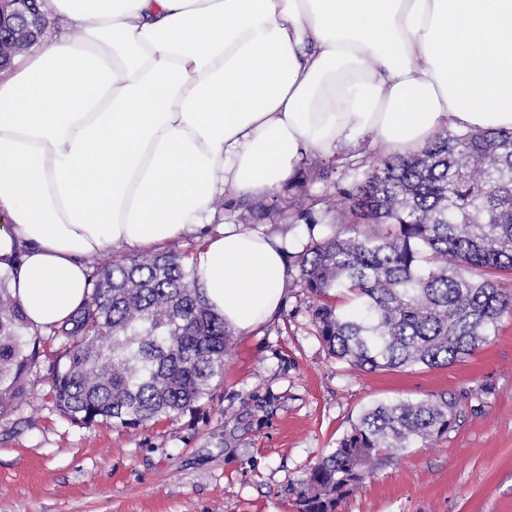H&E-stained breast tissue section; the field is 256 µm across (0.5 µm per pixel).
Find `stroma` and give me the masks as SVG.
<instances>
[{"instance_id":"35a3bbf8","label":"stroma","mask_w":512,"mask_h":512,"mask_svg":"<svg viewBox=\"0 0 512 512\" xmlns=\"http://www.w3.org/2000/svg\"><path fill=\"white\" fill-rule=\"evenodd\" d=\"M299 285L234 333L208 397L129 429L51 400L61 340L42 334L29 395L0 412V512H298L304 473L378 400L465 394L447 435L379 468L338 512H512V318L464 361L365 372L329 355Z\"/></svg>"}]
</instances>
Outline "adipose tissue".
Instances as JSON below:
<instances>
[{
  "mask_svg": "<svg viewBox=\"0 0 512 512\" xmlns=\"http://www.w3.org/2000/svg\"><path fill=\"white\" fill-rule=\"evenodd\" d=\"M0 71V269L28 324L69 318L107 249L196 234L361 135L414 151L512 131V0H44ZM288 241L233 223L190 264L240 332L285 299Z\"/></svg>",
  "mask_w": 512,
  "mask_h": 512,
  "instance_id": "adipose-tissue-1",
  "label": "adipose tissue"
}]
</instances>
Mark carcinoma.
I'll list each match as a JSON object with an SVG mask.
<instances>
[{"mask_svg": "<svg viewBox=\"0 0 512 512\" xmlns=\"http://www.w3.org/2000/svg\"><path fill=\"white\" fill-rule=\"evenodd\" d=\"M43 0H0V68L48 27ZM327 191L294 214L308 242L296 256L311 321L339 361L375 372L448 366L496 335L512 295L493 279L512 271V131L446 129L424 148L331 166ZM78 311L48 327L64 342L56 405L85 425L137 427L177 416L223 374L232 331L170 252L94 266ZM20 303L0 277V411L25 395L38 363ZM461 398L377 401L307 470L299 512H337L379 467L454 430Z\"/></svg>", "mask_w": 512, "mask_h": 512, "instance_id": "1", "label": "carcinoma"}]
</instances>
